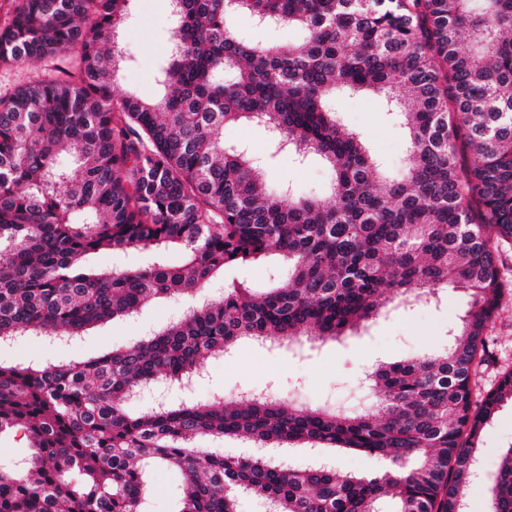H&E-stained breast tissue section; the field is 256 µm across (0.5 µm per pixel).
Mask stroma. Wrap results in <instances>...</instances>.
<instances>
[{
    "mask_svg": "<svg viewBox=\"0 0 512 512\" xmlns=\"http://www.w3.org/2000/svg\"><path fill=\"white\" fill-rule=\"evenodd\" d=\"M229 23L245 42L284 48L300 47L303 32L281 24L273 27L255 24L249 16L237 13ZM171 21L168 0H134L131 10L118 26L114 46L128 61L122 64L113 85L114 96L133 94L144 99L160 95L156 79L159 61L170 50ZM73 57L65 51L33 65H0V97L38 77L68 67ZM338 115L344 127L360 134L379 159L381 170L390 177L399 176L407 154V138L386 112L378 94L363 91L338 101ZM225 145H238L269 168L275 183H289L305 195L332 202V175L318 160L298 162L289 153H272L270 135L263 124L248 121L224 129ZM282 260L272 255L265 259L226 267L206 287L207 293L219 295L225 282L236 280L269 288L281 285ZM504 282L498 311L489 323L490 356L481 361L473 375L475 396L495 386L501 372L512 371V248L500 253ZM469 293L461 288H447L441 304L409 305L397 300L384 315L369 323L360 335L340 342L313 343L300 336L292 344H270L242 340L231 353L208 359L203 375L191 393L171 391L167 402L230 397L245 391L271 389L297 396L302 404L317 406L327 401L353 405L361 401L378 404V391L357 394L355 386L365 371L381 362L415 359L442 350L448 329L468 309ZM193 304L192 299L157 300L130 317L99 325L76 342L65 345H35L30 338L0 344V364H37L63 359L83 361L108 351L132 345L182 319ZM512 446V404H505L488 425L479 443V478L466 499L467 512H489L486 489L497 474L505 448ZM149 492L141 512H175V491L182 481L177 471L150 465L145 469Z\"/></svg>",
    "mask_w": 512,
    "mask_h": 512,
    "instance_id": "1",
    "label": "stroma"
}]
</instances>
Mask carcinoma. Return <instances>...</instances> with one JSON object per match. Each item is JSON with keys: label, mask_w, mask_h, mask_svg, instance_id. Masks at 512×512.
<instances>
[{"label": "carcinoma", "mask_w": 512, "mask_h": 512, "mask_svg": "<svg viewBox=\"0 0 512 512\" xmlns=\"http://www.w3.org/2000/svg\"><path fill=\"white\" fill-rule=\"evenodd\" d=\"M133 0H22L0 31V61L79 52L75 72L0 99V342L60 341L159 298L194 297L224 267L277 254L288 283L227 284L180 321L83 362L0 365V434L31 452L0 467V512H137V462L181 471L178 512H237L242 490L273 512H463L485 427L512 403V371L481 399L472 371L502 293L499 249L512 244V0H172L163 96L117 99L123 57L104 45ZM298 26L295 50L240 40L226 17ZM371 90L400 118L409 148L398 179L380 175L342 127L338 92ZM257 121L301 160L332 171L334 203L271 186L224 126ZM66 153L71 171L56 164ZM473 157L468 164L464 155ZM171 245L185 264L168 265ZM103 248L152 250L143 268L91 271ZM454 284L472 303L442 352L382 363L365 380L370 411L299 406L275 396L165 404L133 415L125 400L160 378L180 382L239 340L337 339L395 299ZM261 448L356 452L388 467L295 468L229 457L198 437ZM512 512V445L488 488Z\"/></svg>", "instance_id": "1"}]
</instances>
